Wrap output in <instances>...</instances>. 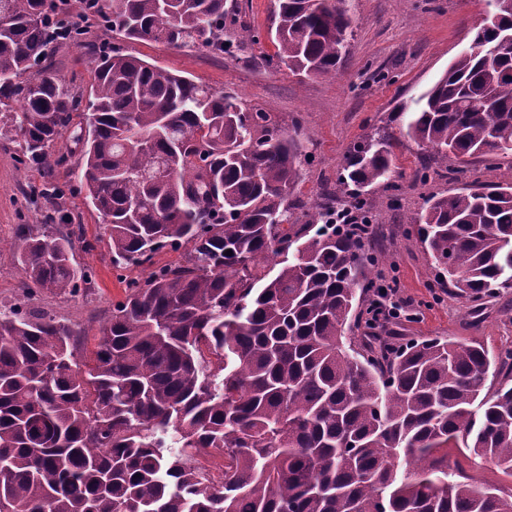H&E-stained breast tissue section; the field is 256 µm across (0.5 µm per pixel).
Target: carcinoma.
<instances>
[{"mask_svg":"<svg viewBox=\"0 0 512 512\" xmlns=\"http://www.w3.org/2000/svg\"><path fill=\"white\" fill-rule=\"evenodd\" d=\"M80 0L81 16L129 40L234 54L224 0ZM475 27L416 102L407 136L438 161L512 155V0ZM69 0H0V137L46 174L73 135L88 203L110 229L125 298L94 364L78 332L37 309H0V512H512V496L455 481L448 448L512 477V386L480 397L483 344L379 336L344 344L375 288L369 223L333 222L336 195L371 215L392 187L382 126L351 150L327 200L304 223L291 199L304 149L269 113L150 64L89 46V98L56 74L60 45L83 30L57 21ZM278 63L334 79L354 39L349 0H276ZM435 277L480 314L512 287V182L453 187L410 217ZM29 295L82 291L84 236L22 231ZM183 250L160 264L165 248ZM232 250V255L225 252ZM147 272L128 279L127 270ZM481 400L480 413L472 406ZM224 455V480L188 466Z\"/></svg>","mask_w":512,"mask_h":512,"instance_id":"carcinoma-1","label":"carcinoma"}]
</instances>
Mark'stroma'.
<instances>
[{"mask_svg": "<svg viewBox=\"0 0 512 512\" xmlns=\"http://www.w3.org/2000/svg\"><path fill=\"white\" fill-rule=\"evenodd\" d=\"M355 37L336 79L303 78L277 66L276 48L268 31L273 0H224L229 20L225 38L238 45L233 56H212L195 48L131 41L93 25L87 42L119 48L150 63L188 76L214 90L238 96L268 112L286 131L296 132L311 162L295 186L294 199L310 208L332 190L347 154L374 128L388 126L399 143L394 150L395 189L375 188L376 219L371 250L383 253L382 274L396 279L406 314L390 320L387 335L404 343L442 337L456 342L479 341L490 353L512 346V321L501 309L512 305V288L492 300L480 317L469 313L471 302L455 289L437 284L432 260L421 244L416 225L406 216L418 212L430 195L448 190L442 165L430 163L427 152L402 136L400 107L415 108L418 98L467 49L473 29L489 12L488 0H350ZM67 83L89 90L94 62L85 44H70L53 60ZM71 135L58 140L56 154L67 155L54 177L65 189L61 200L80 224L93 250L76 249L74 261L92 273L89 290L76 295L42 293L28 299L31 286L20 270L16 244L24 228L43 230L53 207L42 193L41 171L20 161L13 143L0 140V308L25 301L80 328L83 349H93L101 328L112 317V305L125 296V285L112 268L109 229L86 200L76 175L80 160ZM430 164L427 180L417 175ZM473 480L506 492L512 477L465 448L448 452Z\"/></svg>", "mask_w": 512, "mask_h": 512, "instance_id": "35a3bbf8", "label": "stroma"}]
</instances>
